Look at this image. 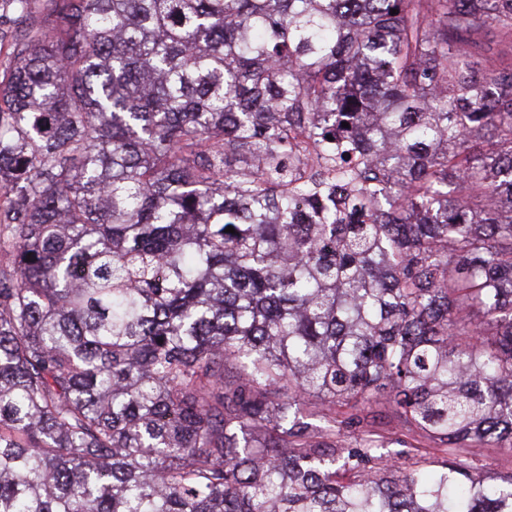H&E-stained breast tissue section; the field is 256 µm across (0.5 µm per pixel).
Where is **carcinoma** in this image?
<instances>
[{
  "mask_svg": "<svg viewBox=\"0 0 512 512\" xmlns=\"http://www.w3.org/2000/svg\"><path fill=\"white\" fill-rule=\"evenodd\" d=\"M0 2V512H512V0ZM476 42L484 48H490L492 56H501L508 60L511 53L510 40L494 28H486L476 37ZM387 441L390 443L385 444L383 448H378L377 454H381L384 458L396 461L402 468H415L417 465L426 466L430 465L433 459L428 456L421 457L424 452L419 453L409 448H404L396 443H393L398 438L404 437L400 434L387 435ZM392 441V443H391ZM509 452L507 449L476 448L472 467L478 475L510 467Z\"/></svg>",
  "mask_w": 512,
  "mask_h": 512,
  "instance_id": "1",
  "label": "carcinoma"
}]
</instances>
